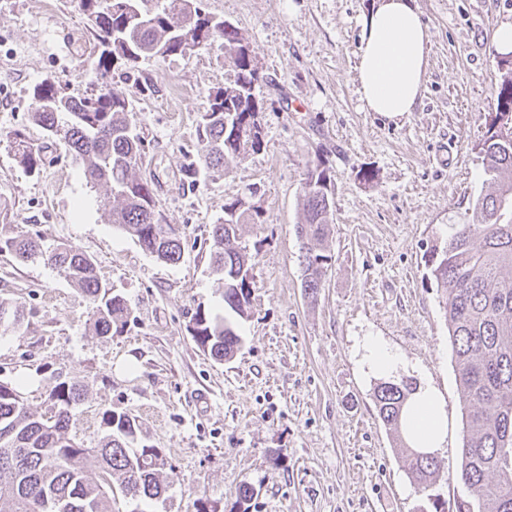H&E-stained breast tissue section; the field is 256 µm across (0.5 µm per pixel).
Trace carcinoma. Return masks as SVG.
I'll list each match as a JSON object with an SVG mask.
<instances>
[{
    "instance_id": "carcinoma-1",
    "label": "carcinoma",
    "mask_w": 512,
    "mask_h": 512,
    "mask_svg": "<svg viewBox=\"0 0 512 512\" xmlns=\"http://www.w3.org/2000/svg\"><path fill=\"white\" fill-rule=\"evenodd\" d=\"M129 0H79L81 11L96 27L101 51L94 62L99 89L76 98L53 82L34 86L32 118L57 138L83 167L88 183L109 188L117 205L111 223L134 238L157 260L177 264L184 254L179 228L165 221L156 205L152 183L136 175L144 154V139L132 126L131 102L112 86L121 69L128 80L145 57L166 58L208 49L221 42L234 79L210 94L209 108L198 126L199 162L183 168L195 181L200 172L219 173L230 160H243L261 150L263 138L239 141L224 129V113L238 118L261 112L252 84L260 81L250 67V47L239 30L202 9V0H137L148 20L129 11ZM195 5L196 28L203 37L183 38L180 25ZM494 115L485 139L478 144L491 191L475 203L472 221L458 224L441 247L428 252L426 264L441 291L440 304L448 322L457 378L465 404L460 478L472 500L455 512H512V60L498 61ZM17 163L37 173L42 150L20 130L12 133ZM301 206L302 288L315 303L331 255L328 254L330 215L334 199L330 177L322 164L308 169ZM258 210L235 197L224 203V219L211 231V262L223 276L224 307L246 319L255 282L246 280L251 256L234 245L236 227L258 223ZM19 262L40 260L79 286L91 305L94 332L123 333L129 317L125 298L102 283L94 260L79 249L58 243L45 246L40 236L20 235L4 242ZM18 305L0 301V324L19 327ZM189 331L197 345L218 360L231 359L241 345L236 325L204 310L193 315ZM417 384L410 378L382 381L373 401L379 417L400 431L401 411ZM18 387L0 383V512H112V496L154 499L166 486L162 449L141 437L140 422L126 413L106 409V434L93 448L75 441L71 409L83 399L76 384L61 382L49 394L51 415L33 411L18 396ZM405 463L414 483L427 489L441 479L435 457H424L404 446Z\"/></svg>"
}]
</instances>
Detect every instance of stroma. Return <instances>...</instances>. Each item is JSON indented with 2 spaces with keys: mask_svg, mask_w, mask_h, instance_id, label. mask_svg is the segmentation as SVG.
<instances>
[{
  "mask_svg": "<svg viewBox=\"0 0 512 512\" xmlns=\"http://www.w3.org/2000/svg\"><path fill=\"white\" fill-rule=\"evenodd\" d=\"M202 2L250 45L263 145L221 174L193 184L183 176L210 93L233 77L220 46L143 58L135 81L117 80L145 141L137 173L182 234L183 259L171 265L109 223L104 188L31 120L41 81L77 97L97 89L99 44L78 0H0V240L37 233L78 248L131 313L122 334L96 335L79 287L0 252V300L24 311L21 329L0 325V382L20 386L40 415L59 382L80 385L72 421L88 448L104 433V410L141 422L167 457V491L117 497L114 512H196L201 503L231 512L244 485L254 490L250 512H432L431 496L469 498L457 477L464 405L425 256L488 190L477 146L492 111V35L512 22V0H414L428 28V79L416 109L392 117L367 111L358 93L361 19L376 0ZM17 129L44 147L39 173L15 161ZM319 163L332 182V261L313 305L296 226L305 174ZM236 196L260 213L240 229L256 288L237 323L240 349L218 362L188 326L197 310L224 312L210 231ZM365 336L400 355L401 376L431 380L447 400L454 429L435 454L443 478L429 491L413 483L377 415L376 381L359 362Z\"/></svg>",
  "mask_w": 512,
  "mask_h": 512,
  "instance_id": "1",
  "label": "stroma"
}]
</instances>
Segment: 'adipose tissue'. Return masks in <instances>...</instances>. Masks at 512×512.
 <instances>
[{
	"label": "adipose tissue",
	"instance_id": "adipose-tissue-1",
	"mask_svg": "<svg viewBox=\"0 0 512 512\" xmlns=\"http://www.w3.org/2000/svg\"><path fill=\"white\" fill-rule=\"evenodd\" d=\"M361 25L358 92L368 110L413 111L428 76L429 37L411 0H378ZM449 428L442 395L419 383L403 411L405 441L432 454L447 445Z\"/></svg>",
	"mask_w": 512,
	"mask_h": 512
}]
</instances>
